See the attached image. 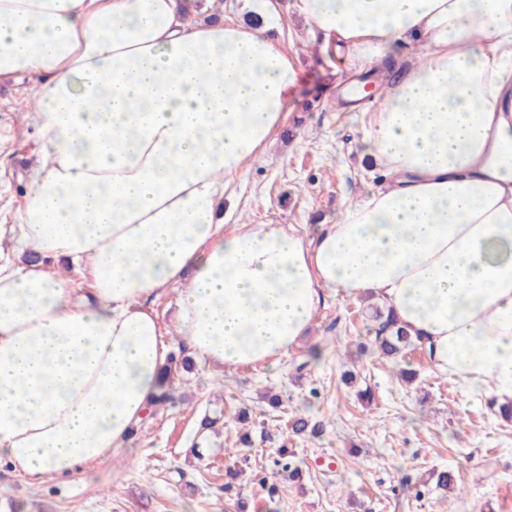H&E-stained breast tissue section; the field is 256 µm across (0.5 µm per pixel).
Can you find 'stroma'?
I'll list each match as a JSON object with an SVG mask.
<instances>
[{
  "mask_svg": "<svg viewBox=\"0 0 512 512\" xmlns=\"http://www.w3.org/2000/svg\"><path fill=\"white\" fill-rule=\"evenodd\" d=\"M293 2L275 0L271 33L297 63L299 86L284 126L238 178L224 222L292 224L311 235L382 177L363 152L373 101L339 104L343 82L359 74L335 42L310 40ZM32 105L30 82L0 83V224L12 223L29 191L23 172L40 145L22 116ZM375 306L328 290L309 336L277 366L196 362L175 376L173 401L145 419L132 447L80 479L38 482L0 464V512H512V421L467 396L421 352L399 365L359 354ZM303 360L300 376L294 365ZM403 368L415 379L402 380ZM273 395L280 407L270 406ZM208 410L224 417L198 460L189 448ZM296 415L320 424L321 434L295 435ZM244 435L251 446L241 459ZM282 450L301 463L302 482L274 471ZM230 467L240 472L233 501L224 495ZM436 467L455 469L460 491H435ZM271 484L280 489L273 498Z\"/></svg>",
  "mask_w": 512,
  "mask_h": 512,
  "instance_id": "stroma-1",
  "label": "stroma"
}]
</instances>
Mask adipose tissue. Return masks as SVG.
I'll list each match as a JSON object with an SVG mask.
<instances>
[{
  "mask_svg": "<svg viewBox=\"0 0 512 512\" xmlns=\"http://www.w3.org/2000/svg\"><path fill=\"white\" fill-rule=\"evenodd\" d=\"M186 0H0V81L29 78L41 150L0 225V463L76 479L130 447L169 349L276 365L323 289L373 296L468 393L512 403V0H295L311 38L394 64L365 152L383 184L313 237L218 210L284 124L293 59ZM417 57L398 61L399 45ZM88 267L89 294L15 255Z\"/></svg>",
  "mask_w": 512,
  "mask_h": 512,
  "instance_id": "1",
  "label": "adipose tissue"
}]
</instances>
